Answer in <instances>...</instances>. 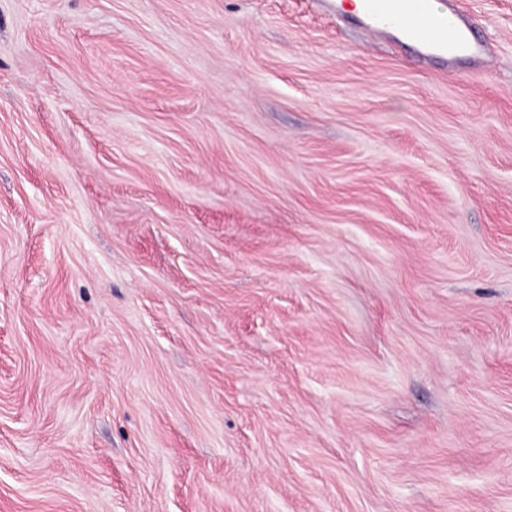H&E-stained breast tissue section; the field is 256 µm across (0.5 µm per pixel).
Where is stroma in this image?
Masks as SVG:
<instances>
[{
  "label": "stroma",
  "mask_w": 512,
  "mask_h": 512,
  "mask_svg": "<svg viewBox=\"0 0 512 512\" xmlns=\"http://www.w3.org/2000/svg\"><path fill=\"white\" fill-rule=\"evenodd\" d=\"M454 72L334 0H0V512H512V0Z\"/></svg>",
  "instance_id": "obj_1"
}]
</instances>
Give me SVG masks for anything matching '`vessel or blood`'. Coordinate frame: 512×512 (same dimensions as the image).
<instances>
[{"instance_id": "obj_1", "label": "vessel or blood", "mask_w": 512, "mask_h": 512, "mask_svg": "<svg viewBox=\"0 0 512 512\" xmlns=\"http://www.w3.org/2000/svg\"><path fill=\"white\" fill-rule=\"evenodd\" d=\"M362 26L369 32H395L412 44L422 58L454 65L460 57L487 60V41L473 35L471 18L456 4L435 10L432 0H365Z\"/></svg>"}]
</instances>
